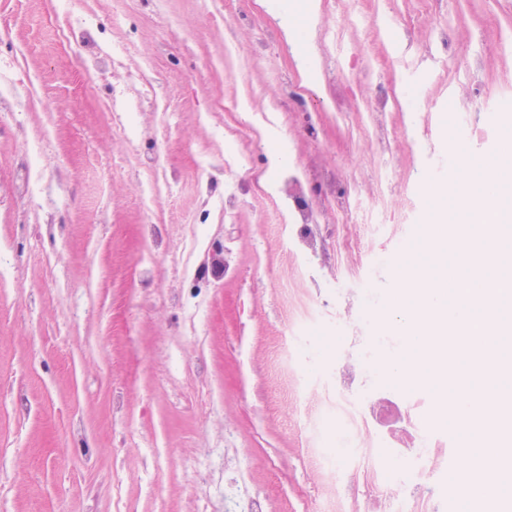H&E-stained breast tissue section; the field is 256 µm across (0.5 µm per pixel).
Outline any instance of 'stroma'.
Returning <instances> with one entry per match:
<instances>
[{
  "instance_id": "1",
  "label": "stroma",
  "mask_w": 512,
  "mask_h": 512,
  "mask_svg": "<svg viewBox=\"0 0 512 512\" xmlns=\"http://www.w3.org/2000/svg\"><path fill=\"white\" fill-rule=\"evenodd\" d=\"M346 0H282L283 25L254 0H0V79L33 85L36 104L0 111V512H224L237 498L254 512H440L461 476L465 445L436 395L433 364L413 359L400 379L388 363L409 351L413 306L401 274L428 270L436 222L461 216L449 186L422 189L428 158L466 142V161L504 154L480 136L512 131V0H368L369 15L406 19L415 49L402 109L391 112L389 160L368 119L329 112L322 80L310 82L323 130L281 113L273 133L232 141L257 123L284 74L310 62L335 67L340 47L379 61L388 24L329 30ZM95 23L94 55L123 49V66L94 72L59 36L70 13ZM448 30L440 40L437 27ZM313 40L292 45L295 29ZM237 43L224 67V34ZM155 83L123 133L113 96ZM316 159L336 167L371 208L398 215L414 199L418 221L353 236L328 213L316 239L275 223L288 205L251 196L225 211L224 186ZM43 179L22 195L17 173ZM160 185L154 196L147 183ZM224 245V276L205 263ZM388 264L367 303L350 295L371 259ZM361 389L387 434L380 466L323 471L307 424L317 384ZM423 453L425 476L409 479Z\"/></svg>"
}]
</instances>
